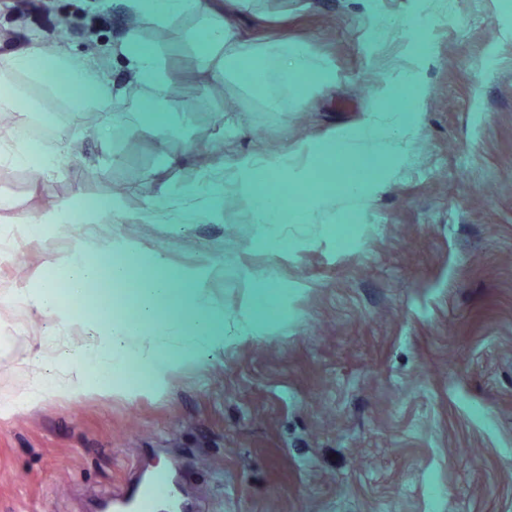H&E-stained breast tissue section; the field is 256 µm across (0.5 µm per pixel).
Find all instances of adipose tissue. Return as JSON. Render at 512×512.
<instances>
[{"mask_svg": "<svg viewBox=\"0 0 512 512\" xmlns=\"http://www.w3.org/2000/svg\"><path fill=\"white\" fill-rule=\"evenodd\" d=\"M125 6L128 12L163 26L194 18L198 66L211 79L223 78L240 61L256 63L261 72H273L277 84L286 88L300 81L323 86L333 79L331 71L315 64L300 44L281 41L257 48L242 41L229 15L217 10L211 0H125ZM122 52L138 83L161 94L168 92L172 78L163 49L143 46L131 37ZM48 74L69 88L66 107L71 116L89 110L102 112L107 130L119 122L112 95L97 75L73 57L53 51L17 54L0 65V110L15 111L18 76L39 83ZM390 84L395 94L388 102L373 107L363 120L341 128L318 147L320 167L291 166L284 154L243 157L230 183L202 180L200 188L210 207L218 206L225 187L237 190L249 204L253 244L277 252L287 251L290 245L284 224L312 225L328 195L342 193L351 208L366 210L370 195L379 188L380 174L406 155L419 120L417 107L425 95L412 72L395 73ZM5 162L45 174L55 169L58 158L10 136L0 139V163ZM282 174L288 177L287 189H270L268 176ZM112 209L109 200L79 201L33 217L8 201L0 204V222L38 233L47 224H93L111 215ZM153 263L155 272L143 273V258L130 246L120 247L118 255L107 252L97 259L87 258L78 249L64 262L61 282L47 281L24 294L25 303L57 318L63 315L59 285H66L73 301L85 298L91 282L104 280L110 285L106 304L87 318L93 339L52 377L41 371L42 356H35L20 401L77 396L91 388L104 394L135 395L141 387L163 383L179 366L205 352L263 335L269 328V315L285 295L269 279L259 280L248 304L231 319H219L202 286L200 271H165L159 257Z\"/></svg>", "mask_w": 512, "mask_h": 512, "instance_id": "1", "label": "adipose tissue"}]
</instances>
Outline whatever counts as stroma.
I'll use <instances>...</instances> for the list:
<instances>
[{
  "label": "stroma",
  "instance_id": "35a3bbf8",
  "mask_svg": "<svg viewBox=\"0 0 512 512\" xmlns=\"http://www.w3.org/2000/svg\"><path fill=\"white\" fill-rule=\"evenodd\" d=\"M240 0L232 21L256 46L288 39L330 68L331 85L279 91L267 105L253 66L224 98L196 67L195 21L130 26L121 0H0V59L40 47L91 64L122 115L116 150L71 132L58 171L30 179L0 164V196L38 216L79 199L117 203L86 226L11 234L25 278L0 274V403L27 383L29 358L54 374L84 342L81 325L49 348L50 322L15 293L40 287L74 249L130 244L205 275L217 311L247 300V275L285 288L274 330L208 353L133 398L96 391L0 416V512H98L166 462L199 512H512V0ZM415 14L422 40L391 30L368 44L376 13ZM70 31L59 37L57 23ZM163 48L180 98L137 83L128 36ZM430 60L418 63V46ZM420 68L427 93L405 159L367 212L333 196L316 236L289 224L288 251L250 245L244 196L222 211L184 196L251 153L316 166L313 147L358 123L392 73ZM164 120L166 164L152 124Z\"/></svg>",
  "mask_w": 512,
  "mask_h": 512
}]
</instances>
